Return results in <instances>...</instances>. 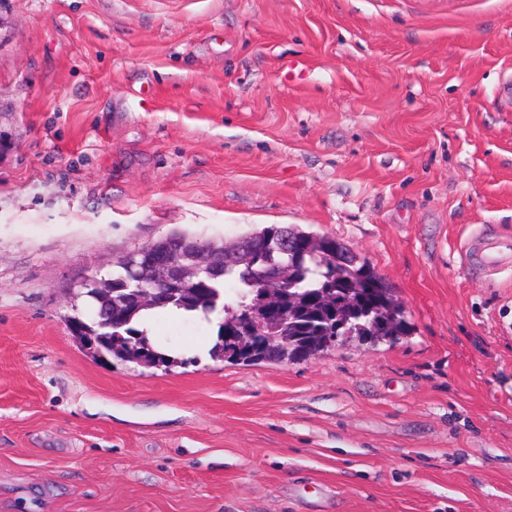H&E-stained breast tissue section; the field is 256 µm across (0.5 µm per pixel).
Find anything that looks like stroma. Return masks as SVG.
<instances>
[{
    "label": "stroma",
    "instance_id": "1",
    "mask_svg": "<svg viewBox=\"0 0 512 512\" xmlns=\"http://www.w3.org/2000/svg\"><path fill=\"white\" fill-rule=\"evenodd\" d=\"M274 224L365 259L407 333L168 370L72 339L127 253ZM481 232L512 239V0H0V512H512Z\"/></svg>",
    "mask_w": 512,
    "mask_h": 512
}]
</instances>
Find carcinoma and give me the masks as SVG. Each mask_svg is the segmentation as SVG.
<instances>
[{
    "mask_svg": "<svg viewBox=\"0 0 512 512\" xmlns=\"http://www.w3.org/2000/svg\"><path fill=\"white\" fill-rule=\"evenodd\" d=\"M253 247L247 265L224 259V273L203 276L196 284L197 298L155 292L145 307L129 305L112 316V355L133 361L142 350L127 343L128 337L142 345L151 343L146 332L134 327L141 311L168 307L200 311L204 318L222 310L217 340L210 356L237 364L307 359L335 344L334 338L351 335L375 342L393 341L405 330L404 310L393 289L347 246L334 238L307 232L297 224L271 225L241 236ZM280 272L288 273L282 284L286 318L279 324H244L240 305L221 302L224 286L233 284L239 298L271 285ZM114 297L128 295L130 272L116 266L109 275Z\"/></svg>",
    "mask_w": 512,
    "mask_h": 512,
    "instance_id": "cac0c4a2",
    "label": "carcinoma"
}]
</instances>
